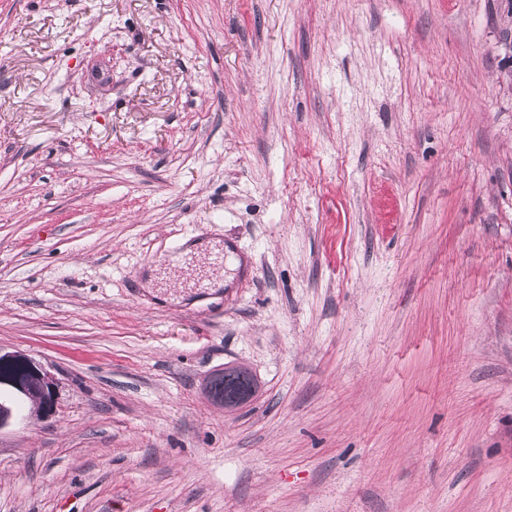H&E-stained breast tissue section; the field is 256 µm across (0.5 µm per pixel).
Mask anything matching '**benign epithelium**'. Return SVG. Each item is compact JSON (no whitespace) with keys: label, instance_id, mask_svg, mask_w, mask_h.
Instances as JSON below:
<instances>
[{"label":"benign epithelium","instance_id":"1","mask_svg":"<svg viewBox=\"0 0 512 512\" xmlns=\"http://www.w3.org/2000/svg\"><path fill=\"white\" fill-rule=\"evenodd\" d=\"M23 397L32 403L39 419L55 412L58 383L45 366L25 353L0 350V391Z\"/></svg>","mask_w":512,"mask_h":512}]
</instances>
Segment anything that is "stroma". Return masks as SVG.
I'll list each match as a JSON object with an SVG mask.
<instances>
[{
	"label": "stroma",
	"instance_id": "35a3bbf8",
	"mask_svg": "<svg viewBox=\"0 0 512 512\" xmlns=\"http://www.w3.org/2000/svg\"><path fill=\"white\" fill-rule=\"evenodd\" d=\"M511 43L512 0H0V349L58 381L0 512H512Z\"/></svg>",
	"mask_w": 512,
	"mask_h": 512
}]
</instances>
